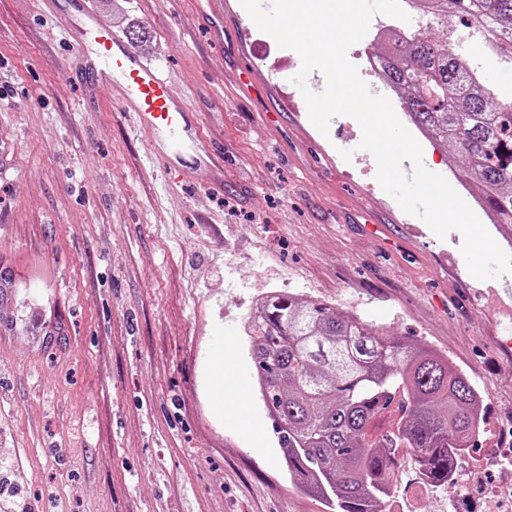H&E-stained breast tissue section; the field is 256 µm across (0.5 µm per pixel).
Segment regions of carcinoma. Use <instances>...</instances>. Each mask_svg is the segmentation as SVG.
Wrapping results in <instances>:
<instances>
[{"label":"carcinoma","instance_id":"1","mask_svg":"<svg viewBox=\"0 0 512 512\" xmlns=\"http://www.w3.org/2000/svg\"><path fill=\"white\" fill-rule=\"evenodd\" d=\"M402 3L428 24L411 37L382 30L383 82L401 94L415 127L460 151L469 193L512 231V98L470 65L484 44L512 67V0ZM450 17L471 19L451 46L438 30ZM13 287L12 273L0 272V327L13 326L3 315ZM247 347L289 474L332 512H377L392 493L401 448L420 480L448 482V467L478 436L482 398L469 378L447 356L409 347L359 315L272 291ZM388 412L392 427L380 433L376 422Z\"/></svg>","mask_w":512,"mask_h":512}]
</instances>
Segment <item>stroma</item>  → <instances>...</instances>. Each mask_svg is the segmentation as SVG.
Masks as SVG:
<instances>
[{"instance_id": "stroma-1", "label": "stroma", "mask_w": 512, "mask_h": 512, "mask_svg": "<svg viewBox=\"0 0 512 512\" xmlns=\"http://www.w3.org/2000/svg\"><path fill=\"white\" fill-rule=\"evenodd\" d=\"M94 3L184 89L224 147V185L160 173L147 135L74 81L46 0H0V267L16 283V327L0 334V512H328L290 477L255 389L243 326L268 291L430 345L479 389L467 490L451 510L414 499L404 455L407 512H487L489 485L511 501L497 459L512 448V274L474 278L460 232L439 239L405 213L356 119L318 131L292 82L299 54L240 0H212L235 52L210 48L195 0ZM265 51L279 72L265 91L243 86L240 58ZM421 147L464 193L459 151ZM224 333L246 378L240 427L212 357Z\"/></svg>"}]
</instances>
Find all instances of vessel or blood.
<instances>
[{"label":"vessel or blood","instance_id":"obj_1","mask_svg":"<svg viewBox=\"0 0 512 512\" xmlns=\"http://www.w3.org/2000/svg\"><path fill=\"white\" fill-rule=\"evenodd\" d=\"M63 19L72 49L82 60L90 98L107 97L129 113L137 129L150 137L153 159L176 168L182 179L206 171L212 184L224 182L222 151L203 134L198 113L192 112L179 88L155 65L129 45L123 33L102 24L94 0H48ZM197 10L210 31V42L224 43V16L213 12L210 0H198ZM240 386L224 389V418L239 424Z\"/></svg>","mask_w":512,"mask_h":512}]
</instances>
